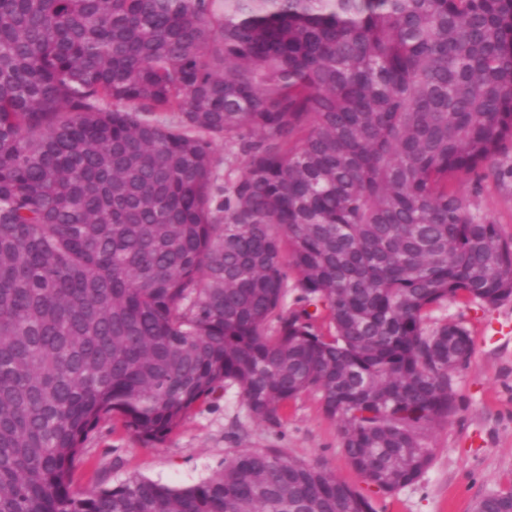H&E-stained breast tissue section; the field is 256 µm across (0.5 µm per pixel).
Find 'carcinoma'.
Here are the masks:
<instances>
[{
    "instance_id": "1",
    "label": "carcinoma",
    "mask_w": 512,
    "mask_h": 512,
    "mask_svg": "<svg viewBox=\"0 0 512 512\" xmlns=\"http://www.w3.org/2000/svg\"><path fill=\"white\" fill-rule=\"evenodd\" d=\"M509 146L512 0H0V512H375L274 448L71 474L102 418L154 444L235 385L267 420L318 394L367 484L415 483L472 352L432 311L512 299L451 182Z\"/></svg>"
}]
</instances>
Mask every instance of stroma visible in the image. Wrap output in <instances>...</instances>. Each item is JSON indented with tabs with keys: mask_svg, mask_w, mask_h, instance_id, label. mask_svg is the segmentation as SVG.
<instances>
[{
	"mask_svg": "<svg viewBox=\"0 0 512 512\" xmlns=\"http://www.w3.org/2000/svg\"><path fill=\"white\" fill-rule=\"evenodd\" d=\"M454 188L512 235V187L467 174ZM432 318L464 325L473 349L452 375L458 410L447 425L428 433L433 461L413 485L392 494L368 485L346 459L336 424L317 394H303L269 422L252 416L230 386L196 407L160 443L139 442L118 420L100 421L84 442L72 489L113 488L132 476L190 487L219 470L231 451L277 448L334 473L367 495L376 512H471L488 492L512 485V300L493 308L451 301Z\"/></svg>",
	"mask_w": 512,
	"mask_h": 512,
	"instance_id": "1",
	"label": "stroma"
}]
</instances>
